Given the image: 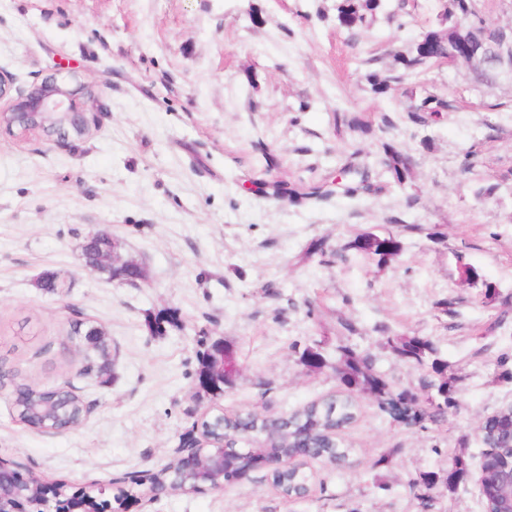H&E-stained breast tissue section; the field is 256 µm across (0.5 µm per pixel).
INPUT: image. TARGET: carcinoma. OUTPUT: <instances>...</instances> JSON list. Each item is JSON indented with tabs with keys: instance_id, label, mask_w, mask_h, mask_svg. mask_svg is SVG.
<instances>
[{
	"instance_id": "carcinoma-1",
	"label": "carcinoma",
	"mask_w": 512,
	"mask_h": 512,
	"mask_svg": "<svg viewBox=\"0 0 512 512\" xmlns=\"http://www.w3.org/2000/svg\"><path fill=\"white\" fill-rule=\"evenodd\" d=\"M380 7L381 0H338L337 19L347 28L364 29L374 19ZM472 29L480 30L485 35L480 55H487L493 61L500 58L498 50L504 48L508 59L512 61V41L487 26L477 15L471 0H453L452 12L441 14L439 26L422 33L413 51L406 54L407 69L415 71L440 58L443 62H448V46ZM365 81L374 96L388 97L397 90L401 77L370 72L365 75ZM410 99L412 102L407 118L412 123L423 119L425 114H436L448 108L447 101L432 94L417 99L412 93ZM342 127L373 139L376 153L388 176V184L404 188L412 183L415 161L389 136V131L395 127L391 115L382 114L380 121L375 124L362 113L341 112L336 114V128ZM379 189L381 186L371 181L369 168L349 160L322 182L300 180L289 187L279 182L267 183L265 195L278 198L286 193L295 203L310 206L338 194L356 198ZM350 251L372 258L377 267L383 268L400 256L402 243L391 233L378 235L366 231L355 234L341 248L343 253ZM71 333L83 339L86 362L95 367L99 383L107 384L109 351L102 332L84 334L78 324L74 323L71 325ZM385 347L394 358L421 371L419 392L416 393L410 388L395 389L375 370L372 355L352 344L336 347L334 363L329 361L322 348L315 343L305 346L292 344L293 353L307 371L316 373L332 365L337 379L345 387L342 395L306 405L291 421V424L309 431V434L298 441L300 453L321 455L330 462L351 455L352 449L334 440L332 434L340 432L356 419L357 404L353 399L356 394L371 399L381 411L395 420L399 419L400 414L409 411L421 424L427 421L438 423L448 416L450 410L457 407L456 379L448 376V361L439 355L438 349L429 338L392 333L386 337ZM214 354L215 338L202 336L196 352L198 367L206 366L207 360ZM15 390L19 394L17 417L30 428L48 430L60 422L76 427L83 420V401L76 395L61 394L54 388H37L24 383L16 385ZM224 427V444L233 448L234 430L244 431L250 428L259 437L263 422H255L252 416H238L233 420H224ZM484 437L488 440L489 448L483 453L486 469L480 480L479 492L487 512H496L494 492L497 484L512 477V456L498 449V446L512 440V421L499 417L487 419L484 424ZM471 477L470 459L461 452L448 462L447 470L424 472L411 479L409 485L414 490L421 512H432L439 496L455 493Z\"/></svg>"
}]
</instances>
